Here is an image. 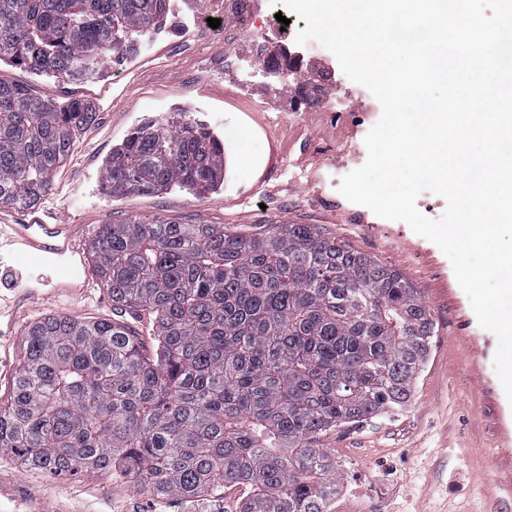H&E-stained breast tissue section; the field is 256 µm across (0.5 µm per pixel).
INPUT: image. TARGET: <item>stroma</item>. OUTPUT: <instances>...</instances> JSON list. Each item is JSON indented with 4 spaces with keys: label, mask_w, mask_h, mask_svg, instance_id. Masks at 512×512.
<instances>
[{
    "label": "stroma",
    "mask_w": 512,
    "mask_h": 512,
    "mask_svg": "<svg viewBox=\"0 0 512 512\" xmlns=\"http://www.w3.org/2000/svg\"><path fill=\"white\" fill-rule=\"evenodd\" d=\"M271 10L270 0H250L243 20L229 19L219 39L199 27L196 0H171L166 22L142 37L136 55L105 63L77 84L1 65V77L33 85L44 97L95 106V121L38 208L90 229L126 215L242 233L265 224H315L398 270L429 306L436 334L406 407L319 436L341 470L329 512H512V402L494 369L496 337L479 325L434 243L339 193L341 178L367 159L364 139L381 106L314 41L288 48L333 77L318 103L298 106L290 79L268 74L247 42L234 38L243 26L259 38L268 34ZM184 114L220 138L229 127L248 129L253 166H238V148L226 141L224 182L205 197L182 189L104 194L102 172L113 148L144 122ZM52 314L108 320L112 300L97 283L66 290L53 281L26 288L1 282L0 395L19 368L27 327ZM246 494L237 486L193 501L153 499L132 481L96 470L56 478L27 471L0 451V512H235Z\"/></svg>",
    "instance_id": "1"
}]
</instances>
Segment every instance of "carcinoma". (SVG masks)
Here are the masks:
<instances>
[{
  "label": "carcinoma",
  "instance_id": "obj_1",
  "mask_svg": "<svg viewBox=\"0 0 512 512\" xmlns=\"http://www.w3.org/2000/svg\"><path fill=\"white\" fill-rule=\"evenodd\" d=\"M169 4L0 0V62L76 83L130 54ZM322 81L313 63L292 93L315 101ZM94 116L0 79V208L40 203ZM224 166L201 125L149 121L112 150L104 186L202 197ZM88 254L115 315L32 323L0 403V450L54 477L109 472L158 499L242 486L238 512H327L341 477L318 437L406 406L435 336L418 289L313 224L127 217L98 225Z\"/></svg>",
  "mask_w": 512,
  "mask_h": 512
}]
</instances>
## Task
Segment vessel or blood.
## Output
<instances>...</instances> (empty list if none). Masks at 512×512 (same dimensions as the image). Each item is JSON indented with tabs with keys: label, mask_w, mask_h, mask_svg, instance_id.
<instances>
[{
	"label": "vessel or blood",
	"mask_w": 512,
	"mask_h": 512,
	"mask_svg": "<svg viewBox=\"0 0 512 512\" xmlns=\"http://www.w3.org/2000/svg\"><path fill=\"white\" fill-rule=\"evenodd\" d=\"M86 232L81 224L48 223L31 209L21 212L19 223L0 225V247L41 255L51 265L74 263L83 256Z\"/></svg>",
	"instance_id": "1"
}]
</instances>
